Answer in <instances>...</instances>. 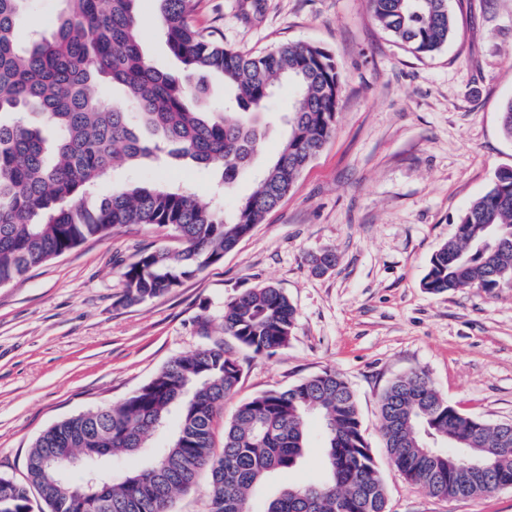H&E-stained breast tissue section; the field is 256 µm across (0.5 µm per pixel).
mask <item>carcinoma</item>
<instances>
[{
	"instance_id": "cac0c4a2",
	"label": "carcinoma",
	"mask_w": 512,
	"mask_h": 512,
	"mask_svg": "<svg viewBox=\"0 0 512 512\" xmlns=\"http://www.w3.org/2000/svg\"><path fill=\"white\" fill-rule=\"evenodd\" d=\"M31 0H0V286L92 238L127 224L167 226L179 250L143 252L122 273L123 300L133 304L168 294L219 262L291 189L332 135L340 74L324 49L284 44L248 56L206 38L190 24L196 0H156L158 27L182 69L156 68L141 45L142 0H62L50 37L31 36L23 20ZM381 28L416 54L438 50L456 25L448 0H370ZM224 79L235 112H207L212 75ZM296 90L276 158L254 191L228 215L180 187L129 182L94 198L120 166H140L161 150L221 172L229 186L246 170L265 137L260 114L276 82ZM124 88L126 105L100 89ZM137 109L130 116L127 106ZM499 244L480 251L488 239ZM336 255H312L321 273ZM512 277V168L464 211L455 235L432 255L422 287L431 294L457 288L486 291ZM297 308L278 287L249 288L224 307V334L257 355L288 345ZM241 378L237 361L214 342L172 358L124 400L65 418L36 438L26 482L0 475V512H171L176 497L208 470V512H250L251 491L305 455L311 417L322 420L327 474L288 485L266 512H387L385 482L362 430L348 382L325 372L241 404L224 425L215 453L218 403ZM382 434L392 466L439 499H466L512 482V429L467 416L448 403L428 376L395 379L379 400ZM176 415L170 443L151 435ZM116 452L141 458L119 480L92 477L69 465L65 479L52 467L65 456L102 462ZM471 461L481 469L468 466Z\"/></svg>"
}]
</instances>
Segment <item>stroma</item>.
I'll return each mask as SVG.
<instances>
[{"label":"stroma","instance_id":"obj_1","mask_svg":"<svg viewBox=\"0 0 512 512\" xmlns=\"http://www.w3.org/2000/svg\"><path fill=\"white\" fill-rule=\"evenodd\" d=\"M456 28L439 51L418 57L375 21L370 0H198L190 21L225 47L262 56L285 43L328 51L340 75L335 130L288 195L222 260L173 292L123 302L122 268L147 247L177 248L168 228L128 225L0 286V475L25 480L36 437L67 417L118 402L171 358L223 340L238 362L236 391L220 404L215 442L238 406L326 371L355 391L365 437L384 479L388 512H512V488L441 500L409 483L388 458L379 399L397 377L424 372L463 414L512 423V281L493 291L426 293L434 251L462 211L512 165L500 110L512 99V0H449ZM144 0L142 45L176 73ZM295 90L282 84L263 116L252 167L227 190L219 172L190 162L117 169L113 185H184L233 211L278 152ZM331 251L317 275L310 255ZM266 283L298 309L288 346L256 355L221 334L225 305ZM324 437L309 423L307 451L250 495L251 512L290 484L323 478Z\"/></svg>","mask_w":512,"mask_h":512}]
</instances>
